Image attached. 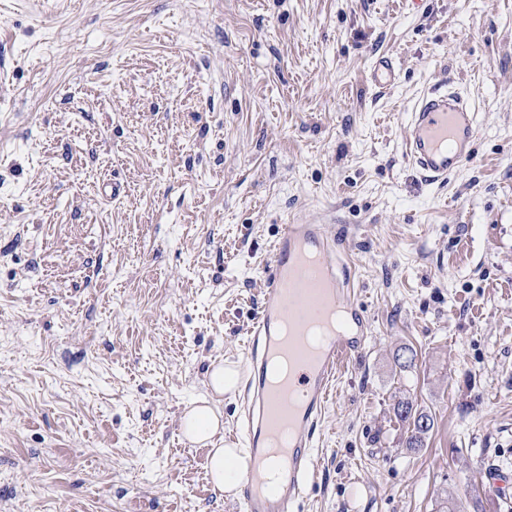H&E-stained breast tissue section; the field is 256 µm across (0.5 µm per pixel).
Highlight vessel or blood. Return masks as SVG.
I'll list each match as a JSON object with an SVG mask.
<instances>
[{"mask_svg":"<svg viewBox=\"0 0 512 512\" xmlns=\"http://www.w3.org/2000/svg\"><path fill=\"white\" fill-rule=\"evenodd\" d=\"M475 120L469 103L448 89L418 100L404 149L426 181L444 180L470 158ZM338 248L325 225L279 227L244 369L241 512H295L316 478L311 449L336 373L365 352L370 319L336 273ZM276 456L286 467L270 484L266 471Z\"/></svg>","mask_w":512,"mask_h":512,"instance_id":"vessel-or-blood-1","label":"vessel or blood"}]
</instances>
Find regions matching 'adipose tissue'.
<instances>
[{
	"mask_svg": "<svg viewBox=\"0 0 512 512\" xmlns=\"http://www.w3.org/2000/svg\"><path fill=\"white\" fill-rule=\"evenodd\" d=\"M181 428L189 440L208 446L207 469L214 489L227 496L235 494L238 487L235 472L241 462L240 450L233 444L214 445V437L224 428L217 408L207 403L192 406L184 412Z\"/></svg>",
	"mask_w": 512,
	"mask_h": 512,
	"instance_id": "1",
	"label": "adipose tissue"
}]
</instances>
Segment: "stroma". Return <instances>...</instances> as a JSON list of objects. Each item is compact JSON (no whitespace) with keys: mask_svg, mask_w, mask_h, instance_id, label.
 <instances>
[{"mask_svg":"<svg viewBox=\"0 0 512 512\" xmlns=\"http://www.w3.org/2000/svg\"><path fill=\"white\" fill-rule=\"evenodd\" d=\"M442 83L477 132L432 184L403 139ZM287 222L371 319L299 512H512L482 475L512 472V0H0V512H237L180 418L240 429L208 372L246 362ZM392 411L404 431L405 448L410 451L423 448L427 436L434 427L432 414L421 409L409 395L399 396L393 404ZM201 405H195L184 412L181 418V428L185 436L192 442L204 446L215 447L213 439L220 435L224 429L221 414L207 401Z\"/></svg>","mask_w":512,"mask_h":512,"instance_id":"1","label":"stroma"}]
</instances>
